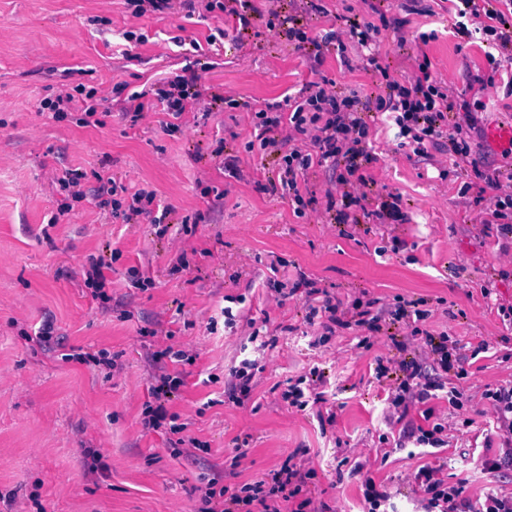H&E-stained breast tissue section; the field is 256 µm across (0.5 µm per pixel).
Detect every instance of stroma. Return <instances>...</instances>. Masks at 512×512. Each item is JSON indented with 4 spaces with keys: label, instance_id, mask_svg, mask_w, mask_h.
Listing matches in <instances>:
<instances>
[{
    "label": "stroma",
    "instance_id": "1",
    "mask_svg": "<svg viewBox=\"0 0 512 512\" xmlns=\"http://www.w3.org/2000/svg\"><path fill=\"white\" fill-rule=\"evenodd\" d=\"M431 14H412L407 41L381 36L379 62L397 76H414L416 57L427 54L431 72L451 78L453 91L463 75L487 73L488 48L453 33L450 0H424ZM327 15L301 11L297 0H279L281 11L296 15L312 32L336 27V15L362 21L359 0H326ZM93 15L107 17L104 30L89 26ZM128 18L123 0H0V512H19L37 495L44 512H174L200 483V470L175 456L167 435L145 431L144 402L151 398L156 369L148 352L186 345L196 353L183 365L184 383L160 397L169 412L188 422L186 433L208 444L212 472L226 483L259 480L295 449H306L316 476L315 496L337 512H362L360 483L342 465L337 442L362 461L376 484L391 497L388 512H416L418 495L409 474L424 464L440 467L449 482L465 481L471 500L484 497L492 479L485 459L499 452L488 418L448 447L394 448L380 443L390 433L385 421L387 393L376 379L375 351L357 346L348 330L337 331L323 347L312 344L315 327L306 321L307 302L296 294L282 307L265 308L266 277L293 284L299 275L315 280L343 299L362 292L372 297L424 298L432 311L426 327L453 330L468 349L480 343L460 385L482 407L484 388L512 379V342L497 307L512 302V278H497L494 237L481 235L484 204L476 190H465V169L453 155L436 154L424 165L399 148L397 127L379 117L372 142L381 159L368 166L371 196L400 195L403 224H375L370 232L347 236L329 224L296 217L287 201L261 191L274 176L272 158L254 157L240 176L225 171L216 146L243 151L253 137L250 116L219 101L190 119V131H167L172 117L154 115L150 124L131 125L106 116L102 125L80 126L41 115L37 104L67 70L76 81L141 90L186 61L202 65L210 92L235 96L255 108L285 100L311 81L330 79L337 90L378 92L381 77L356 46L345 56L329 51L311 66L306 50L262 27L230 32L223 47L206 38L223 17L191 19L176 15L143 19L147 43L122 53L119 33ZM435 31L428 44L415 40ZM201 42L200 50L174 44V37ZM236 138H225V128ZM57 167L92 177L100 174L128 187L156 190L170 204L167 218L179 230L185 217L206 212L198 179L224 193L222 223H199L184 245L190 266L175 270L176 256L141 216L112 217L82 203L79 214L59 217L58 197L44 179ZM447 178H440V171ZM401 248H394V241ZM112 258L106 278L122 306L105 311L85 293L81 264L88 255ZM151 278L152 288L135 287L130 270ZM493 286L485 295V286ZM237 314L234 334H210V319H221L226 297ZM70 347L109 350L120 367L106 379L86 366L63 360L60 349L33 342L45 318ZM267 323L274 346L258 349L248 339V319ZM150 335L139 338V330ZM260 369L244 406L224 399L223 378L240 361ZM318 368L327 402L335 414L321 427L314 411L280 403L289 381ZM97 449L103 467L87 473L84 451ZM245 450L233 463L236 450Z\"/></svg>",
    "mask_w": 512,
    "mask_h": 512
}]
</instances>
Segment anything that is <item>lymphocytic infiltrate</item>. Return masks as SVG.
Listing matches in <instances>:
<instances>
[{"label": "lymphocytic infiltrate", "instance_id": "obj_1", "mask_svg": "<svg viewBox=\"0 0 512 512\" xmlns=\"http://www.w3.org/2000/svg\"><path fill=\"white\" fill-rule=\"evenodd\" d=\"M264 0H124L128 27L121 34L124 42L141 45L148 37L138 25L140 19H166L173 15L194 16L197 10L222 14L233 29L245 31L262 25L277 37L297 48L308 49L313 59H320L323 48L345 52L348 43L366 49L368 65L382 77V91L374 102L361 100L358 92L337 90L335 82L309 83L287 110L269 108L253 111L254 140L246 142V152L257 151L277 159L276 178L268 179L263 189L287 200L296 217L329 216L331 223L400 224L405 216L401 198L390 193L370 197L369 179L363 173L366 165L378 162L371 141L372 113L389 114L399 128L401 147L409 149L418 161L427 163L434 153L448 151L470 166L476 179L489 189L484 229H495L502 240V255H512V191L503 188L512 181V172H503L494 162L472 155L470 140L478 123L477 114L484 110L485 92L491 87L504 88L512 95V0H456L457 35L480 38L491 49L487 56V75L467 80L462 93L452 95L448 86L432 77L429 58L418 63V72L403 79L391 75L379 62L382 31L405 43L407 14L417 12L419 0H403L402 16L388 14L385 0H361L368 12L378 15V23L351 22L347 30L332 29L312 35L298 26L289 15L264 8ZM125 95L123 115L131 124L149 120L155 107H162L174 119L169 129L185 132L180 122L184 113L196 111L205 89L195 63L189 62L179 72L161 78L150 86L125 93L123 85L105 90L95 85L62 83L39 101L40 112L57 122L71 113H80V125H89L99 109L118 95ZM322 168L327 188L316 196L308 187L313 168ZM50 185L61 197L60 215L75 212L82 202L95 204L118 217L129 213L149 217L157 236L166 238L177 255L179 268L188 265L183 237L191 233L184 226L173 234L164 216L158 215L155 190L142 188L132 198H125L126 188L113 178L97 177L86 185L81 175L51 172ZM297 288L303 289L308 303L307 321L318 333L315 345L327 344L337 330L353 331L358 345L364 349L380 348L376 357V375L388 380L389 419L399 426L396 436L381 435V442H394L396 447L444 448L453 429L449 417L459 418L462 427L475 423L477 412L459 382L467 378L470 357L451 331L432 333L424 322L429 316L419 300L401 296L388 301L379 297H352L342 301L331 296L316 281L300 277ZM445 395L451 416L436 413L430 402ZM486 407L483 416L494 422L495 435L503 447L502 454L487 459L484 468L492 474L497 487L486 493L480 507H473L464 494L463 483L448 484L439 467L421 466L414 474V484L421 496L423 512H512V380L482 394ZM421 408L422 422L409 419L410 409ZM145 429L176 435L178 445H190L187 465L206 468L207 445L186 439L185 423L180 414L163 406L145 403L142 411ZM315 469L286 456L264 479L253 483L225 484L220 477L210 478L191 494L188 512H326L323 503L313 495L309 482Z\"/></svg>", "mask_w": 512, "mask_h": 512}]
</instances>
